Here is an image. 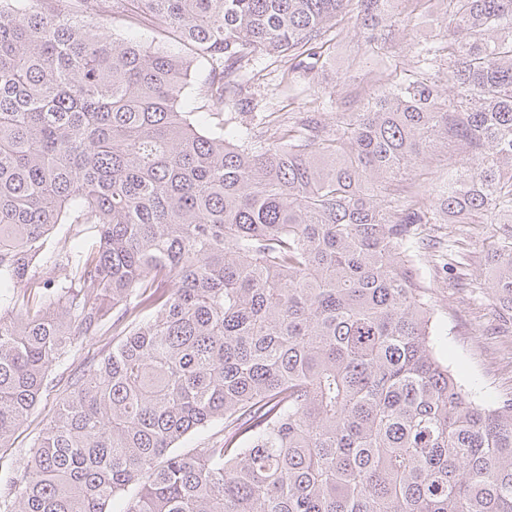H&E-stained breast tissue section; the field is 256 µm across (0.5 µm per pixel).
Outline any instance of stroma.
<instances>
[{
    "instance_id": "35a3bbf8",
    "label": "stroma",
    "mask_w": 512,
    "mask_h": 512,
    "mask_svg": "<svg viewBox=\"0 0 512 512\" xmlns=\"http://www.w3.org/2000/svg\"><path fill=\"white\" fill-rule=\"evenodd\" d=\"M346 37L332 45L331 71L344 72L359 59L352 88L371 90L383 68L381 59L363 56L352 19H344ZM286 64L266 62L248 84L259 106L248 110L225 106V124L263 131L285 123L291 113L303 111V101L288 96L283 75ZM493 227L489 224L436 225L434 248L420 252L422 281L434 306V348L452 369L464 389L478 401L491 404L512 394V333L503 332L498 308L484 282L488 277L487 250ZM457 247L464 265L459 275L449 276L435 262V250ZM55 395L44 396L27 423L14 435L11 447L0 448V467H20L31 443L54 417Z\"/></svg>"
}]
</instances>
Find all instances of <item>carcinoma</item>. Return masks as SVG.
<instances>
[{
  "label": "carcinoma",
  "instance_id": "carcinoma-1",
  "mask_svg": "<svg viewBox=\"0 0 512 512\" xmlns=\"http://www.w3.org/2000/svg\"><path fill=\"white\" fill-rule=\"evenodd\" d=\"M406 2L0 0V447L59 391L0 512H512V397L477 403L436 356L417 250L426 224L501 225L512 323V0H437L448 30L366 98L338 76L331 126L259 144L182 106L198 63L202 108L243 104L259 58L317 97L339 22L374 54ZM145 21L179 49L113 37ZM112 346V336L109 333L106 336H96L90 339L80 340L79 353L76 356V363L80 361H90L93 357L100 354Z\"/></svg>",
  "mask_w": 512,
  "mask_h": 512
}]
</instances>
